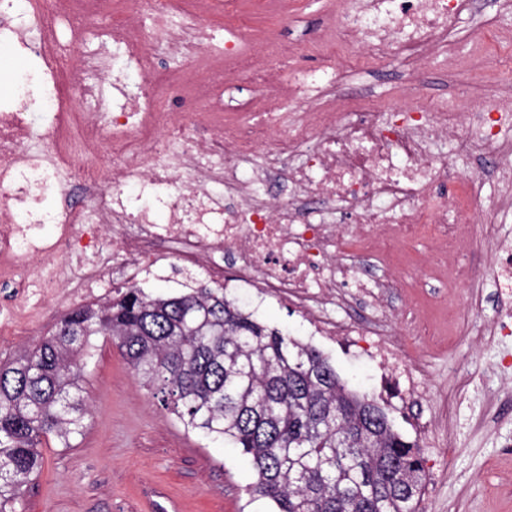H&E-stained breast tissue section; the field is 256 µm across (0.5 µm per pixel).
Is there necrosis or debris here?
<instances>
[{"label": "necrosis or debris", "instance_id": "obj_1", "mask_svg": "<svg viewBox=\"0 0 512 512\" xmlns=\"http://www.w3.org/2000/svg\"><path fill=\"white\" fill-rule=\"evenodd\" d=\"M218 3L220 50L200 24ZM476 3L342 0L290 51L278 28L254 35L239 0H0V47L42 63L0 98V281L14 286L0 344L40 333L48 310L167 271L172 245L184 274L233 299L288 303L310 335L369 360L389 405L420 398L428 367L392 325L343 311L380 309L397 286L453 293L487 270L512 301V242L492 218L512 195L476 188L488 167L512 182V86L494 112L414 94L342 104L340 61L373 72L395 49L436 55ZM101 16L111 25L92 29ZM162 45L181 67L159 69ZM229 74L259 77L248 111L226 110ZM127 184L168 223L133 211ZM76 185L80 205L67 201ZM416 237L437 248L409 266L400 250ZM463 250L473 262L449 263Z\"/></svg>", "mask_w": 512, "mask_h": 512}]
</instances>
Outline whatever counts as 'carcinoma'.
Wrapping results in <instances>:
<instances>
[{
    "instance_id": "obj_1",
    "label": "carcinoma",
    "mask_w": 512,
    "mask_h": 512,
    "mask_svg": "<svg viewBox=\"0 0 512 512\" xmlns=\"http://www.w3.org/2000/svg\"><path fill=\"white\" fill-rule=\"evenodd\" d=\"M108 338L188 434L237 448L249 493L275 512H419L416 445L314 348L259 323L222 288L152 295L130 286L59 319L0 361V512H18L40 448L83 435V385Z\"/></svg>"
}]
</instances>
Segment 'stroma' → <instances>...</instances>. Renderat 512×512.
Here are the masks:
<instances>
[{
    "label": "stroma",
    "mask_w": 512,
    "mask_h": 512,
    "mask_svg": "<svg viewBox=\"0 0 512 512\" xmlns=\"http://www.w3.org/2000/svg\"><path fill=\"white\" fill-rule=\"evenodd\" d=\"M322 0H293L282 22L291 46L303 44L323 19ZM512 60V14H498L494 0L449 32L441 60L417 61L405 53L384 60L380 74L346 66V82L382 97L406 93L417 72L428 75L425 96L493 106L508 80L474 64L475 54ZM421 303L409 289L388 292L383 312L408 348L428 365V396L418 411L434 420L435 444L420 447L427 480L421 512H512V339L476 335V325L497 317L500 308L488 278L458 289L446 311L460 321L456 335L423 333ZM268 327L311 345L350 389L374 393L371 365L331 351L307 335L300 318L282 304L259 308ZM85 396L90 424L72 447L44 445L43 463L25 490L22 512H272L267 500L248 492L249 463L235 449L206 444L188 435L132 375L121 353L98 338Z\"/></svg>",
    "instance_id": "1"
}]
</instances>
